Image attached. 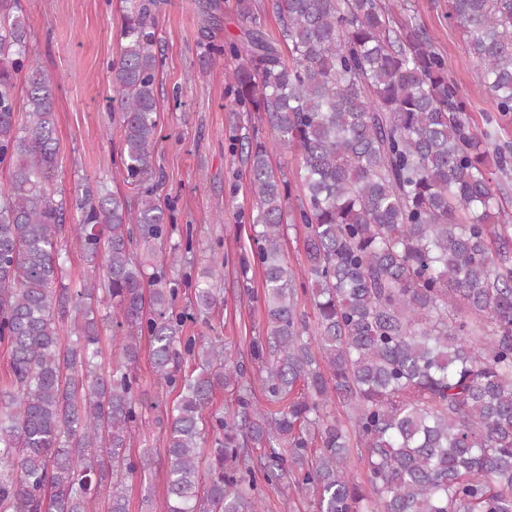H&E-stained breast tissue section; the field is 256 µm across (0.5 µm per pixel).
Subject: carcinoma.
<instances>
[{"label":"carcinoma","mask_w":512,"mask_h":512,"mask_svg":"<svg viewBox=\"0 0 512 512\" xmlns=\"http://www.w3.org/2000/svg\"><path fill=\"white\" fill-rule=\"evenodd\" d=\"M167 2L122 0L110 111L128 192L86 182L69 195L57 179L56 82L30 49L20 0H0V512H88L103 490L106 512H129L127 480L152 462L129 454L147 423L134 370L143 340L155 380L177 391L164 512H265L260 480L309 495L316 512H512V216L493 182L507 173L505 154L488 148L496 131L472 124L404 4L234 0L239 33L216 43L227 0H197L204 64L236 61L224 79L256 211L239 274L264 308L266 333L250 345L259 399L243 362L184 334L224 306V262L179 305L171 272L198 241L157 200L155 12ZM448 20L495 110L512 113V0H448ZM290 152L293 182L272 163ZM297 224L307 235L295 271L284 245ZM70 243L95 270L76 290ZM107 322L117 354L105 363ZM223 390L235 410L206 416Z\"/></svg>","instance_id":"cac0c4a2"}]
</instances>
